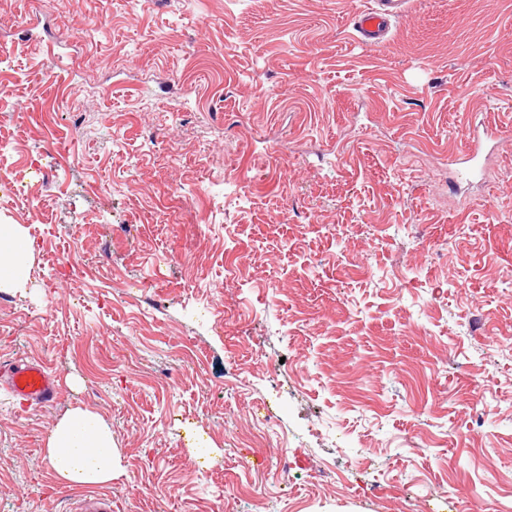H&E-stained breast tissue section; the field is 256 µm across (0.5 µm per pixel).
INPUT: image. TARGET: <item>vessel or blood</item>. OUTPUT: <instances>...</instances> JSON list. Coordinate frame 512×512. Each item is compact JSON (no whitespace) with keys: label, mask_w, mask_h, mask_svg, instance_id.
I'll use <instances>...</instances> for the list:
<instances>
[{"label":"vessel or blood","mask_w":512,"mask_h":512,"mask_svg":"<svg viewBox=\"0 0 512 512\" xmlns=\"http://www.w3.org/2000/svg\"><path fill=\"white\" fill-rule=\"evenodd\" d=\"M408 0H373L370 7L355 10L353 29L359 41L367 46L382 43L393 22L406 12ZM502 142L499 128L475 126L469 129L464 146L467 161H478L488 141ZM0 385L19 398L21 403L44 407L53 404L58 395L55 373L44 362L15 359L0 364Z\"/></svg>","instance_id":"vessel-or-blood-1"}]
</instances>
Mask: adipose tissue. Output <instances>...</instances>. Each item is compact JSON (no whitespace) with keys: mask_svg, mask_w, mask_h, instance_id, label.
Segmentation results:
<instances>
[{"mask_svg":"<svg viewBox=\"0 0 512 512\" xmlns=\"http://www.w3.org/2000/svg\"><path fill=\"white\" fill-rule=\"evenodd\" d=\"M34 253L21 225H0V288L26 286ZM45 453L56 478L71 487L108 485L115 475L112 429L87 409H72L55 423Z\"/></svg>","mask_w":512,"mask_h":512,"instance_id":"ef3b65f1","label":"adipose tissue"}]
</instances>
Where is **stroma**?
<instances>
[{
  "label": "stroma",
  "mask_w": 512,
  "mask_h": 512,
  "mask_svg": "<svg viewBox=\"0 0 512 512\" xmlns=\"http://www.w3.org/2000/svg\"><path fill=\"white\" fill-rule=\"evenodd\" d=\"M0 0V512H75L55 422L112 428V512H512V0ZM236 265L241 277L229 278ZM373 5L353 13V29L358 40L367 46L382 43L393 22L407 11L408 0H373ZM503 139L502 131L497 127L474 126L469 129L466 135L464 156L467 161L475 163L482 156L489 140L502 144ZM34 253L21 225H0V288H25ZM0 382L22 404L44 407L57 399L56 375L42 361H7L0 366Z\"/></svg>",
  "instance_id": "stroma-1"
}]
</instances>
